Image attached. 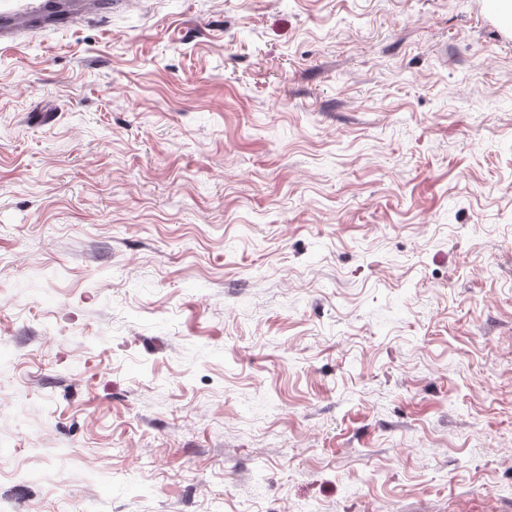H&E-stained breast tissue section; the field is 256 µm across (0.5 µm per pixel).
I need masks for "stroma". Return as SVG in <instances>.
<instances>
[{
	"label": "stroma",
	"mask_w": 512,
	"mask_h": 512,
	"mask_svg": "<svg viewBox=\"0 0 512 512\" xmlns=\"http://www.w3.org/2000/svg\"><path fill=\"white\" fill-rule=\"evenodd\" d=\"M1 288L0 512H512V35L138 0L0 48Z\"/></svg>",
	"instance_id": "stroma-1"
}]
</instances>
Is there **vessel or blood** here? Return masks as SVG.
Segmentation results:
<instances>
[{
    "instance_id": "obj_1",
    "label": "vessel or blood",
    "mask_w": 512,
    "mask_h": 512,
    "mask_svg": "<svg viewBox=\"0 0 512 512\" xmlns=\"http://www.w3.org/2000/svg\"><path fill=\"white\" fill-rule=\"evenodd\" d=\"M129 0H0V46L35 32H59L93 17H105Z\"/></svg>"
}]
</instances>
